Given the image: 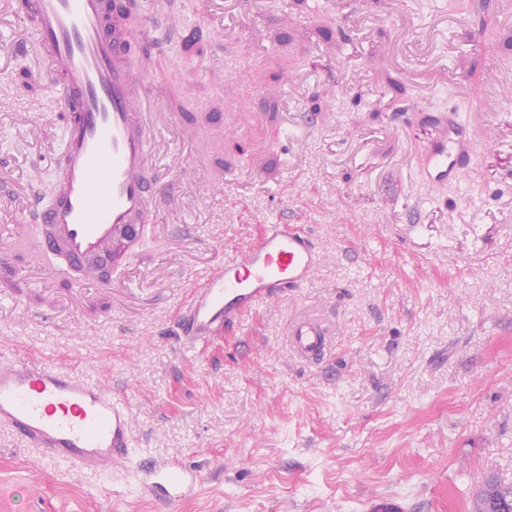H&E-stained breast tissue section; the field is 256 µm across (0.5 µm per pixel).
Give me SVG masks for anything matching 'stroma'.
Masks as SVG:
<instances>
[{
	"mask_svg": "<svg viewBox=\"0 0 512 512\" xmlns=\"http://www.w3.org/2000/svg\"><path fill=\"white\" fill-rule=\"evenodd\" d=\"M139 10L180 24L149 68L166 88L157 109L174 116L158 162L175 192L111 287L16 266L17 287L0 280V340L127 398L134 461L180 462L204 480L165 504L141 493L134 461L77 477L0 430V512H469L486 475L512 483V98L491 78L512 57L498 42L512 14L498 0ZM473 27L486 38L463 41ZM24 32L0 12V171L14 191L0 194V236L21 221L14 196L30 174L48 175L63 126L34 55L12 50ZM476 55L470 86L489 103L480 149L464 180L436 191L417 159L428 129L415 113L398 118L382 75L466 118L465 89L440 75ZM233 79L244 107L230 114ZM218 114L240 162L220 190L180 121ZM299 114L310 131L292 129ZM284 220L307 225L326 254L310 286L183 349L173 316L194 278ZM300 314L331 329L311 364L286 340Z\"/></svg>",
	"mask_w": 512,
	"mask_h": 512,
	"instance_id": "1",
	"label": "stroma"
}]
</instances>
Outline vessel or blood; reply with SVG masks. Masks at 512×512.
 Segmentation results:
<instances>
[{"mask_svg": "<svg viewBox=\"0 0 512 512\" xmlns=\"http://www.w3.org/2000/svg\"><path fill=\"white\" fill-rule=\"evenodd\" d=\"M12 13L28 36L17 52L35 51L57 104L67 117L61 152L51 171V193L40 180L27 190L23 223L34 236L24 252L0 246V260L23 255L48 278L75 273V287H108L107 266L125 264L154 222L161 171L153 161L159 128L158 94L143 63L130 54L160 48L162 22L129 23L123 0H12ZM430 135L421 151L422 173L434 189L460 182L477 145L474 125L456 109L426 113ZM324 260L310 230L264 224L248 245L227 254L191 288L175 313L186 348L205 346L288 292L308 287ZM329 330L312 315L288 326V343L302 361H318ZM0 427L42 457L81 474L126 465L134 443L129 403L105 386L51 359L26 361L0 347ZM141 488L172 504L192 495L199 470L171 462L141 461Z\"/></svg>", "mask_w": 512, "mask_h": 512, "instance_id": "vessel-or-blood-1", "label": "vessel or blood"}]
</instances>
